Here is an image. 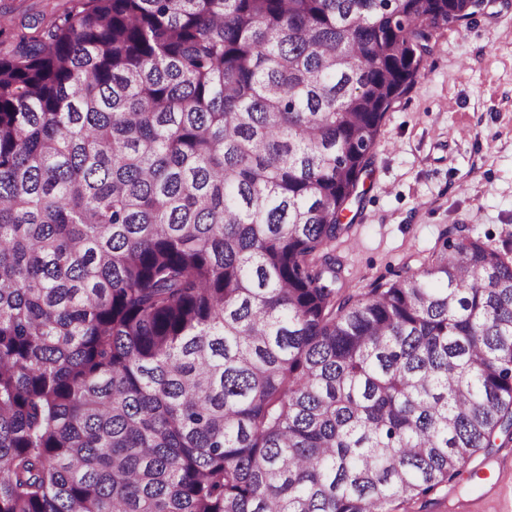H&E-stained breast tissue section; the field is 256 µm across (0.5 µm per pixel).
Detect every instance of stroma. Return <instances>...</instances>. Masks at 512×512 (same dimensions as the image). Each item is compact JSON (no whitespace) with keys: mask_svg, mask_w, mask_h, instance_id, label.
<instances>
[{"mask_svg":"<svg viewBox=\"0 0 512 512\" xmlns=\"http://www.w3.org/2000/svg\"><path fill=\"white\" fill-rule=\"evenodd\" d=\"M66 0H0L6 28ZM353 227L333 253L352 292L415 271L443 236L512 248V0H492L468 27H445L422 74L386 113ZM484 481L462 475L408 512H495Z\"/></svg>","mask_w":512,"mask_h":512,"instance_id":"1","label":"stroma"}]
</instances>
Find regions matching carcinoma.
<instances>
[{"label":"carcinoma","instance_id":"cac0c4a2","mask_svg":"<svg viewBox=\"0 0 512 512\" xmlns=\"http://www.w3.org/2000/svg\"><path fill=\"white\" fill-rule=\"evenodd\" d=\"M484 0H78L0 40V512H398L512 440V259L350 291L386 112Z\"/></svg>","mask_w":512,"mask_h":512}]
</instances>
